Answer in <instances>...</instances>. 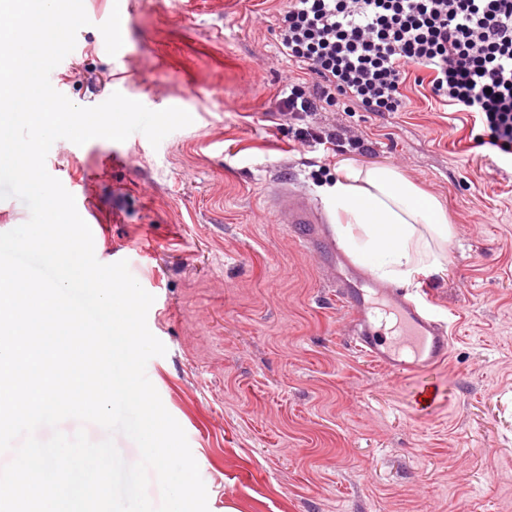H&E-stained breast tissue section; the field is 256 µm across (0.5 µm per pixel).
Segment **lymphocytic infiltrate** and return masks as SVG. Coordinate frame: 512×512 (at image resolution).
<instances>
[{"label":"lymphocytic infiltrate","mask_w":512,"mask_h":512,"mask_svg":"<svg viewBox=\"0 0 512 512\" xmlns=\"http://www.w3.org/2000/svg\"><path fill=\"white\" fill-rule=\"evenodd\" d=\"M275 33L301 71L279 100L301 144L339 151L313 112H403L411 80L478 119L474 146L512 159V0H287Z\"/></svg>","instance_id":"1"}]
</instances>
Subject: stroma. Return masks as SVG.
Instances as JSON below:
<instances>
[{
	"label": "stroma",
	"mask_w": 512,
	"mask_h": 512,
	"mask_svg": "<svg viewBox=\"0 0 512 512\" xmlns=\"http://www.w3.org/2000/svg\"><path fill=\"white\" fill-rule=\"evenodd\" d=\"M126 49L98 45L111 0H84L61 71L75 105L119 92L191 125L122 143L60 142L46 169L92 211L97 260L127 261L155 298L165 355L146 374L184 429L209 512H512V163L473 147L474 119L409 89L408 111L317 112L364 140L300 148L277 110L297 69L280 54L285 0H128ZM392 165L448 212L444 269L419 275L449 319L446 362L387 371L352 346L324 269L264 206L285 176L320 200L340 162ZM441 390L414 414L419 381Z\"/></svg>",
	"instance_id": "obj_1"
}]
</instances>
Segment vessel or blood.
Masks as SVG:
<instances>
[{
  "label": "vessel or blood",
  "mask_w": 512,
  "mask_h": 512,
  "mask_svg": "<svg viewBox=\"0 0 512 512\" xmlns=\"http://www.w3.org/2000/svg\"><path fill=\"white\" fill-rule=\"evenodd\" d=\"M124 17V6L116 0L99 46L103 54H120L124 40L118 30ZM264 205L279 223L288 225L299 247L315 253L330 270L336 294L348 310L358 353L399 373L429 370L447 360L448 325L434 315L432 299H412L375 281L336 242L319 205L288 181L273 180Z\"/></svg>",
  "instance_id": "b4317fda"
}]
</instances>
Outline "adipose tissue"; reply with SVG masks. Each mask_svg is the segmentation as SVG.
I'll return each instance as SVG.
<instances>
[{
  "label": "adipose tissue",
  "mask_w": 512,
  "mask_h": 512,
  "mask_svg": "<svg viewBox=\"0 0 512 512\" xmlns=\"http://www.w3.org/2000/svg\"><path fill=\"white\" fill-rule=\"evenodd\" d=\"M322 193L338 237L380 279L408 285L442 271L433 246L451 237L448 213L396 168L341 163Z\"/></svg>",
  "instance_id": "adipose-tissue-1"
}]
</instances>
